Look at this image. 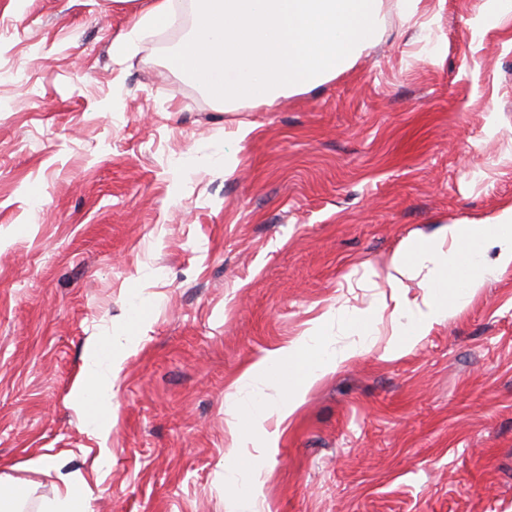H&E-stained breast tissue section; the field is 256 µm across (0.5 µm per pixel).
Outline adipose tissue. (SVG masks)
<instances>
[{"instance_id":"adipose-tissue-1","label":"adipose tissue","mask_w":512,"mask_h":512,"mask_svg":"<svg viewBox=\"0 0 512 512\" xmlns=\"http://www.w3.org/2000/svg\"><path fill=\"white\" fill-rule=\"evenodd\" d=\"M174 12L173 0H139L130 28L112 45L120 57L134 44L143 27H161ZM497 247L493 262L485 253ZM430 267L425 283L427 301L418 305L400 291L402 280L419 267ZM512 266V206L503 208L491 222L445 224L436 233L398 248L387 265V281L393 290L394 331L390 350L410 349L433 325L457 315L484 288L487 280ZM323 320H316L303 336L290 345L268 353L253 366L268 378H279L285 365H292L294 382L282 402V418L291 417L300 407L306 390L346 360V353L332 348L322 336ZM118 376L121 360L108 342H93L87 353L84 379L78 397L84 421L94 435L107 437L112 426V395L109 381L100 378L101 369Z\"/></svg>"}]
</instances>
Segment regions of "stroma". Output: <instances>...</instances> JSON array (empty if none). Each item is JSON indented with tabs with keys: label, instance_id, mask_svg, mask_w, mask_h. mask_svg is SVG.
<instances>
[{
	"label": "stroma",
	"instance_id": "1",
	"mask_svg": "<svg viewBox=\"0 0 512 512\" xmlns=\"http://www.w3.org/2000/svg\"><path fill=\"white\" fill-rule=\"evenodd\" d=\"M396 2L352 69L227 112L164 57L191 19L117 60L128 0H0V479L21 512L68 477L95 512H512V266L402 353L383 316L289 420L287 378H242L336 308L377 311L403 240L512 204V7L486 29L480 0L411 23ZM93 338L124 357L104 439L73 392Z\"/></svg>",
	"mask_w": 512,
	"mask_h": 512
}]
</instances>
